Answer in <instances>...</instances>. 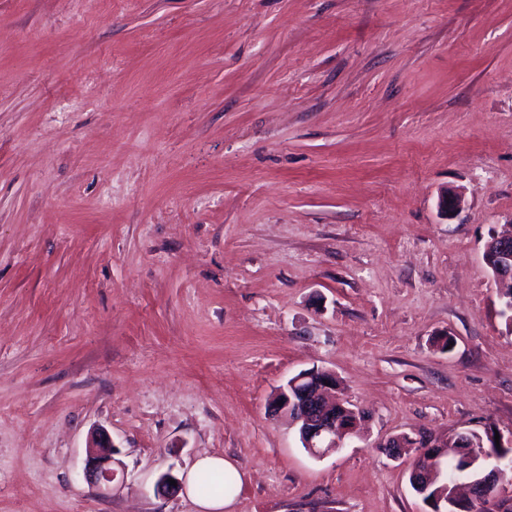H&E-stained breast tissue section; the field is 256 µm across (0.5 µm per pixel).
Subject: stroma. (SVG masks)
<instances>
[{
    "label": "stroma",
    "instance_id": "stroma-1",
    "mask_svg": "<svg viewBox=\"0 0 512 512\" xmlns=\"http://www.w3.org/2000/svg\"><path fill=\"white\" fill-rule=\"evenodd\" d=\"M508 230L512 0H0V512H198L203 455L234 512H424L384 440L512 433ZM311 368L368 415L319 458L266 413ZM483 261L492 269V276L496 281L512 287V233L494 237L488 242ZM113 445L110 436L103 430L91 438L87 446L84 474L87 480L96 485L112 482L114 470L112 469ZM224 474H212V473ZM206 474H212L200 483L201 490L205 492H216L220 490H233V480L235 484L240 479L239 471L236 465L229 459L220 456L204 455L199 457L191 466L186 479V494L193 498L198 505L200 512H234L233 509V492L210 494L206 498H197V485L202 477ZM224 475L228 478H224Z\"/></svg>",
    "mask_w": 512,
    "mask_h": 512
}]
</instances>
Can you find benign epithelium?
<instances>
[{
	"mask_svg": "<svg viewBox=\"0 0 512 512\" xmlns=\"http://www.w3.org/2000/svg\"><path fill=\"white\" fill-rule=\"evenodd\" d=\"M483 261L492 269L493 278L512 286V233L494 238L488 242ZM336 392V375L330 370H303L275 390L268 402V410L275 417L288 419L298 428L301 445L313 457H320L327 449L336 451L345 447L348 440L359 436L363 425L361 412L350 405L337 402L330 397ZM459 432L439 438L427 436L411 437L406 434L393 436L381 444L395 457L402 449L415 445L421 449L418 462L413 464L410 484L417 495H422L421 479L428 475L439 484L438 493L450 494L452 512H478L476 505H487L499 499L502 487L503 463L512 458L507 452L492 455L495 465L487 467L479 476L469 481V495L448 491L438 466L434 462L448 453L453 439ZM87 457L84 474L87 480L100 485L112 482L113 445L110 436L100 431L91 438L86 449Z\"/></svg>",
	"mask_w": 512,
	"mask_h": 512,
	"instance_id": "benign-epithelium-1",
	"label": "benign epithelium"
}]
</instances>
